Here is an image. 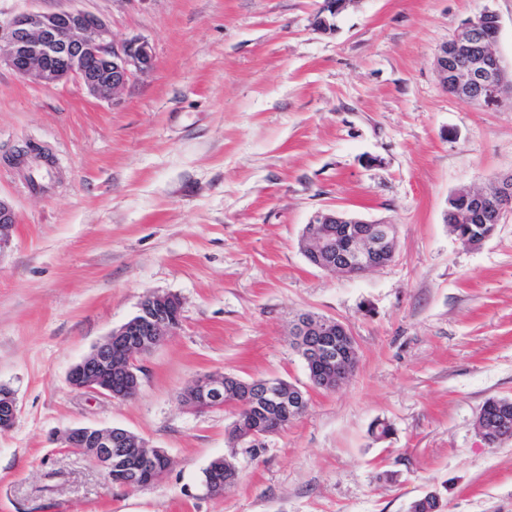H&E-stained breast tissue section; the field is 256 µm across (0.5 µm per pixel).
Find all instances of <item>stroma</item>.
<instances>
[{"mask_svg": "<svg viewBox=\"0 0 512 512\" xmlns=\"http://www.w3.org/2000/svg\"><path fill=\"white\" fill-rule=\"evenodd\" d=\"M321 2L0 0L4 24L91 10L155 57L112 103L0 67V199L17 217L0 384L20 407L0 430V512H408L429 491L444 512H512V441L475 428L486 398H512V215L475 249L445 222L457 190L512 171V98L477 107L433 68L486 9L512 61V0H356L330 32L313 25ZM28 143L52 159L40 191L6 161ZM334 208L395 224L394 259L359 276L312 266L302 230ZM150 292L182 313L140 359L138 394L72 389V366ZM301 312L348 325L354 375L311 389L258 453L231 446L230 410H195L183 389L209 372L309 387L288 336ZM75 426L126 429L171 466L126 490L61 452ZM227 455L238 478L209 495L202 472Z\"/></svg>", "mask_w": 512, "mask_h": 512, "instance_id": "1", "label": "stroma"}]
</instances>
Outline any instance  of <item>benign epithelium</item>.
Returning a JSON list of instances; mask_svg holds the SVG:
<instances>
[{
  "instance_id": "obj_1",
  "label": "benign epithelium",
  "mask_w": 512,
  "mask_h": 512,
  "mask_svg": "<svg viewBox=\"0 0 512 512\" xmlns=\"http://www.w3.org/2000/svg\"><path fill=\"white\" fill-rule=\"evenodd\" d=\"M351 0H323L313 25L330 29L334 18ZM500 32L498 16L485 10L470 19L436 55L434 69L440 83L451 94L467 100L489 99L500 102L507 92L508 69L496 53ZM6 64L21 79L43 86L77 79L89 95L113 101L130 77L145 74L155 66L148 41L134 38L114 40L107 22L84 9L59 11L27 10L7 25L0 24V64ZM470 209L482 224H500L512 214V171L495 176L490 188L457 192L448 201L446 214L457 206ZM16 224L12 206L0 199V253L9 247ZM307 260L321 269L345 276L361 275L391 261L395 252L396 226L366 220L341 210L317 212L305 230ZM181 300L172 294L149 293L141 299L138 311L114 329L92 352L68 373L71 388L112 400H126L140 387L137 359L163 344L177 329ZM291 345L313 366L331 367L329 374L317 378L313 387L325 391L345 385L356 367L357 345L347 325L312 312H302L293 320ZM119 370L125 386H112V372ZM233 399L248 409L238 423L252 430L267 427L254 436L253 445L273 434L281 419L297 417L308 409L307 390H289L266 382L243 392L238 379L227 374H206L198 378L185 394L184 402L197 410H222L224 400ZM20 408L14 394L0 390V429L14 425ZM483 423L482 440L500 445L512 440V410L503 407L496 417L479 414ZM61 447L88 457L100 466L108 479L128 489L136 488L120 465L136 454L151 468L157 459H169L161 448H151L137 435L117 428L77 426L60 438Z\"/></svg>"
}]
</instances>
